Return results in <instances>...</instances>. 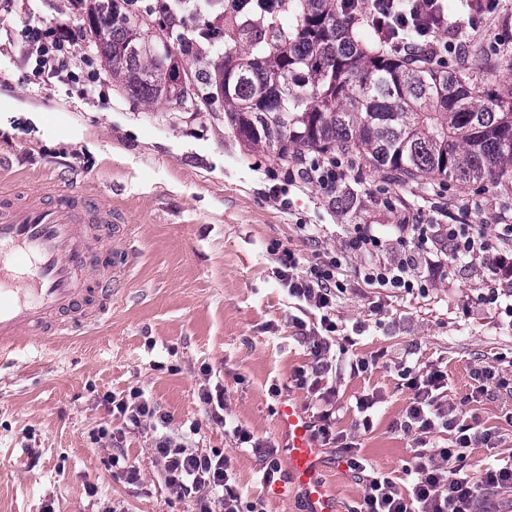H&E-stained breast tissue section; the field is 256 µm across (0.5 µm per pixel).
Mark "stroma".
<instances>
[{"mask_svg": "<svg viewBox=\"0 0 512 512\" xmlns=\"http://www.w3.org/2000/svg\"><path fill=\"white\" fill-rule=\"evenodd\" d=\"M16 17L0 16V187L18 192L49 180L81 189L111 206L132 228L130 270L112 294V314L88 334L58 344L25 339L0 364V512H187L165 484L152 451L153 428L127 429L120 446L98 438L119 427L106 395L144 391L170 417L167 431L190 448L226 457L259 512H305L300 488L263 484L262 462L238 448L235 426L285 446L276 416L281 398L307 408L309 394L292 386L310 355L288 317L296 311L276 271L274 248L303 263L340 251L354 225L389 224L387 203L407 201L411 222L446 223L448 212L501 211L512 216V190L490 185H404L365 167L347 186L359 197L346 211L303 179L288 180L264 152L248 149L224 124L214 103L195 114L146 104L113 85L90 41L72 70L95 73L99 92L81 82L33 75ZM364 261L349 257L336 299V322L351 337L328 382L336 388L335 431L358 446L377 471L407 483L412 438L398 424L411 389L400 369L410 362L448 373V397L466 423L499 436L496 447L468 449L464 464L479 472L512 456V393H482L472 378L482 366L512 375V289L497 303L481 299L487 263H456L434 276L424 294L365 287ZM374 359L354 374L349 359ZM222 388L224 422L215 424L201 391ZM373 395L371 430L359 425L356 399ZM199 433H190L191 424ZM324 477L338 512H349L363 486L336 451L324 449ZM137 460L140 482L122 478L124 458Z\"/></svg>", "mask_w": 512, "mask_h": 512, "instance_id": "1", "label": "stroma"}]
</instances>
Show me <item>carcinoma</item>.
<instances>
[{
	"label": "carcinoma",
	"mask_w": 512,
	"mask_h": 512,
	"mask_svg": "<svg viewBox=\"0 0 512 512\" xmlns=\"http://www.w3.org/2000/svg\"><path fill=\"white\" fill-rule=\"evenodd\" d=\"M132 0H90L83 28L112 81L150 104L184 107L179 65L149 44L163 34L130 9ZM296 24L271 31L250 20L224 22V0H205L215 14L197 29L236 50L207 62L192 84L218 86L224 123L247 148L294 164L343 153L404 184H512V87L489 80L512 71V52L470 45L471 62H411L377 53L337 0H299ZM176 26L158 0L146 11Z\"/></svg>",
	"instance_id": "1"
}]
</instances>
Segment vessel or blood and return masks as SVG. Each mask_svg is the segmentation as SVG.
Instances as JSON below:
<instances>
[{
	"mask_svg": "<svg viewBox=\"0 0 512 512\" xmlns=\"http://www.w3.org/2000/svg\"><path fill=\"white\" fill-rule=\"evenodd\" d=\"M127 232L82 191L50 185L22 199L0 193V361L23 338L76 336L109 313L110 287L129 268L112 240ZM277 419L288 434V477L303 491L307 512H336L307 417L283 401Z\"/></svg>",
	"mask_w": 512,
	"mask_h": 512,
	"instance_id": "vessel-or-blood-1",
	"label": "vessel or blood"
}]
</instances>
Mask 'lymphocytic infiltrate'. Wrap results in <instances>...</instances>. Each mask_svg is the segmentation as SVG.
Returning a JSON list of instances; mask_svg holds the SVG:
<instances>
[{
	"label": "lymphocytic infiltrate",
	"instance_id": "1",
	"mask_svg": "<svg viewBox=\"0 0 512 512\" xmlns=\"http://www.w3.org/2000/svg\"><path fill=\"white\" fill-rule=\"evenodd\" d=\"M499 4L500 0H482L479 9L453 18L448 15L446 0H343L342 8L368 22L380 53L444 60L449 54L462 52L455 40H448V32L468 40L483 34L489 16L497 12ZM24 33L29 53L35 58V76L48 79L70 75L80 34L64 23L53 30L30 23ZM349 168V160L339 156L312 161L297 174L329 192L346 181ZM394 220L396 241L412 244L411 249L394 259L385 257L392 241L359 224L348 237L342 254L324 255L305 268L293 251L278 255L280 278L289 296L298 302L299 313L291 318L294 326L304 327V315L315 311L320 314V329L312 334V362L297 369L293 381L322 404L312 421L314 437L325 446L339 447V461L359 475L365 485L353 512H479L484 492L512 489V459L488 466L476 475L461 466L465 449L494 447L498 437L491 430L463 423L460 409L448 399V375L441 367L405 368L413 396L399 427L414 435L419 446L409 468L413 476L410 487L370 471L352 444L340 443L333 431L336 392L329 387L327 377L333 369L329 353L338 330L332 316L336 297L344 290L340 279L343 256L365 258L362 282L370 288H392L407 294L426 292L433 272L444 270L448 259L490 261L493 280L512 285V223L505 217H496L489 226L474 223L468 212L449 214L444 224H412L400 212L395 213ZM105 402L112 417L122 421L121 427L110 434L115 442L124 427L136 428L145 422L164 426L169 422L168 415L138 390L120 399L106 397ZM442 429L454 431L450 445L427 447L428 436ZM153 452L164 465L167 486L190 499L191 512H255L253 503L245 501L233 483L230 465L221 455L193 450L165 434L155 439Z\"/></svg>",
	"mask_w": 512,
	"mask_h": 512
}]
</instances>
